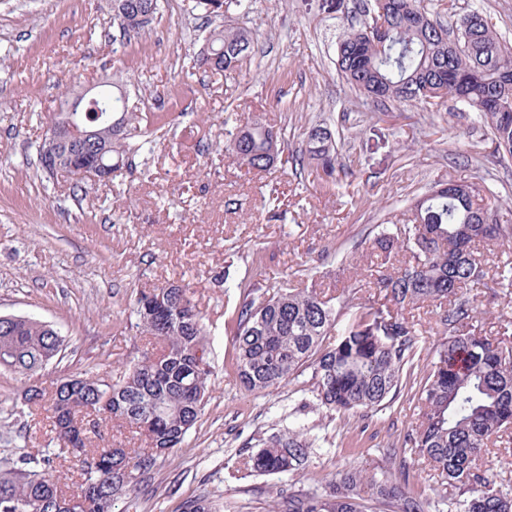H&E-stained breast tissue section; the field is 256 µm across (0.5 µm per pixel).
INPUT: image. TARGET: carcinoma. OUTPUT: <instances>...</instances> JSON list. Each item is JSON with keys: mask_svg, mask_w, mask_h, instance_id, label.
I'll return each mask as SVG.
<instances>
[{"mask_svg": "<svg viewBox=\"0 0 512 512\" xmlns=\"http://www.w3.org/2000/svg\"><path fill=\"white\" fill-rule=\"evenodd\" d=\"M151 13L115 12L126 34L139 33ZM384 35L372 23L351 28L340 40L337 66L348 85L379 107L413 102L436 112L450 101L475 112L489 129L498 153L512 158V47L478 13L453 31L431 19L424 0L379 3ZM245 29L219 25L199 53V65L224 73L242 67L252 51ZM92 107L70 111V94L59 101L56 121L69 118L101 130L102 140L123 149L121 132L102 122L103 105L125 113L128 101L102 88ZM306 147L285 158L313 161L325 178L336 173V143L319 125L306 132ZM282 127L260 121L233 134L228 154L251 170L266 171L283 157ZM512 238V218L480 198L474 184L437 188L418 201L415 223L400 236L377 235L384 249L404 252L401 265L377 275L368 304L323 346L335 330L339 310L314 288H277L264 283L262 261H252L251 282L240 288L236 312V375L250 392L275 386L313 367L320 404L337 411L374 409L393 398L415 373L418 323L404 311L428 303L436 308L442 340L415 397L417 423L407 434L409 451L426 460L444 482L458 489L460 512H512V497L480 473L489 447L512 433V344L491 339L473 325L475 306L464 289L484 277L479 245ZM136 328L162 343L145 352L124 374L112 378L81 373L62 380L50 398L51 447L41 457L26 452L0 473V512H112V501L137 476L185 440L208 395L210 376L203 318L186 288H158L136 301ZM64 339L32 317L0 319V369L28 377L61 355ZM135 436L144 448L105 443L110 422ZM310 442L299 431L263 440L245 461L260 473H288L307 461ZM78 472L81 493L61 486L57 462ZM425 512L424 502L399 486L363 471L339 473L324 494L300 490L280 496L273 512Z\"/></svg>", "mask_w": 512, "mask_h": 512, "instance_id": "obj_1", "label": "carcinoma"}]
</instances>
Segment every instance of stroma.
<instances>
[{
	"label": "stroma",
	"mask_w": 512,
	"mask_h": 512,
	"mask_svg": "<svg viewBox=\"0 0 512 512\" xmlns=\"http://www.w3.org/2000/svg\"><path fill=\"white\" fill-rule=\"evenodd\" d=\"M444 24L478 12L512 46V0H425ZM373 0H251L225 21L250 31L253 50L228 75L199 68L196 56L215 22L193 0H160L149 30L128 38L112 0H0V314L30 316L65 337L62 361L29 378L0 370V467L16 452L40 455L49 413L24 401L28 387L93 370L121 373L148 347L135 329L141 292L187 286L207 330L210 387L184 443L157 460L113 512H182L204 499L214 512H270L288 490L324 493L358 469L420 497L427 512H454L457 492L407 455L408 470L385 455L416 423L417 401L404 389L382 407L336 411L313 394L311 370L259 393L235 374L239 293L254 253L280 288L315 286L346 296L348 325L368 298L372 274L397 255L374 243L376 225L412 223L417 200L438 184L475 183L502 210L512 209V160L502 158L475 113L462 106L425 112L413 104L379 113L336 71L339 42ZM122 87L131 120V164L111 181L50 176L38 146L62 93L103 82ZM284 127L289 150L308 127L329 129L346 165L325 180L315 165L257 172L225 150L237 118ZM154 132L140 150L142 129ZM279 208L269 212V189ZM487 271L469 296L482 334L512 341V293L495 283L512 245L482 250ZM289 430L311 444L293 473L246 471L242 460L262 439ZM485 476L512 495V437L481 460Z\"/></svg>",
	"instance_id": "stroma-1"
}]
</instances>
